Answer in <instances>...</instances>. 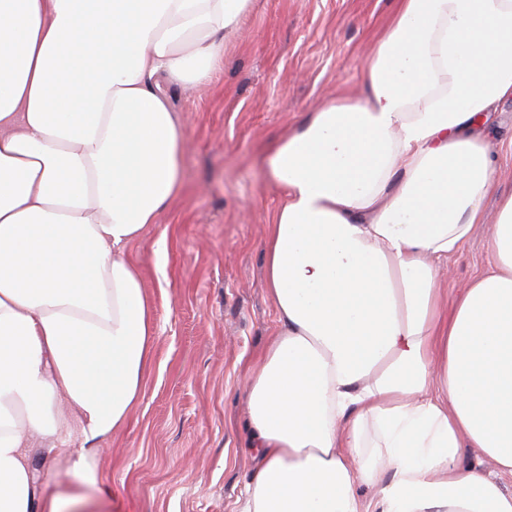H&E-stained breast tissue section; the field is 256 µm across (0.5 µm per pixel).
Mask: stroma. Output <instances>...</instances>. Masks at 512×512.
Returning <instances> with one entry per match:
<instances>
[{
    "mask_svg": "<svg viewBox=\"0 0 512 512\" xmlns=\"http://www.w3.org/2000/svg\"><path fill=\"white\" fill-rule=\"evenodd\" d=\"M397 8L398 0H254L212 82L169 86L186 127L184 192L129 250L158 302L160 330L141 402L86 489L102 512H236L257 465L244 376L276 327L264 241L281 191L267 174L268 147L330 96L359 94L367 55ZM487 132L493 179L511 190V101L493 108ZM482 208L484 223L448 260L445 297L486 268L497 203ZM32 461L38 492L71 484L63 458L43 444Z\"/></svg>",
    "mask_w": 512,
    "mask_h": 512,
    "instance_id": "1",
    "label": "stroma"
}]
</instances>
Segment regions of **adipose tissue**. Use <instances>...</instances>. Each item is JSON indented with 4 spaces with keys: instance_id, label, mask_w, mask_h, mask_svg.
Instances as JSON below:
<instances>
[{
    "instance_id": "1",
    "label": "adipose tissue",
    "mask_w": 512,
    "mask_h": 512,
    "mask_svg": "<svg viewBox=\"0 0 512 512\" xmlns=\"http://www.w3.org/2000/svg\"><path fill=\"white\" fill-rule=\"evenodd\" d=\"M252 6L0 0V512H84L38 493L32 437L95 482L141 399L157 307L127 250L183 188L164 86L209 83ZM364 74L267 156L278 326L237 512H512L463 454L512 476V190L483 139L512 100V0H399ZM492 194L487 268L444 306Z\"/></svg>"
}]
</instances>
